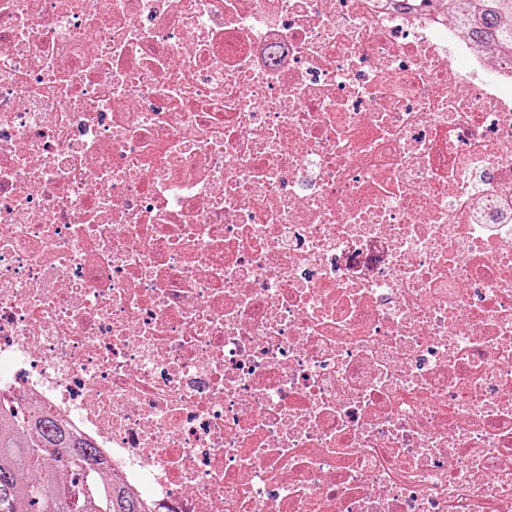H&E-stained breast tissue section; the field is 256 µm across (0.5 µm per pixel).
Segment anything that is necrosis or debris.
I'll return each mask as SVG.
<instances>
[{
	"label": "necrosis or debris",
	"instance_id": "4bbe7bcc",
	"mask_svg": "<svg viewBox=\"0 0 512 512\" xmlns=\"http://www.w3.org/2000/svg\"><path fill=\"white\" fill-rule=\"evenodd\" d=\"M0 399L154 512H512V61L396 0H0Z\"/></svg>",
	"mask_w": 512,
	"mask_h": 512
}]
</instances>
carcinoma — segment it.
Segmentation results:
<instances>
[{"label":"carcinoma","instance_id":"obj_1","mask_svg":"<svg viewBox=\"0 0 512 512\" xmlns=\"http://www.w3.org/2000/svg\"><path fill=\"white\" fill-rule=\"evenodd\" d=\"M462 10L481 48L512 52V0H466ZM87 475V486L54 471ZM0 512H147L120 487L94 443L47 410L0 407Z\"/></svg>","mask_w":512,"mask_h":512}]
</instances>
